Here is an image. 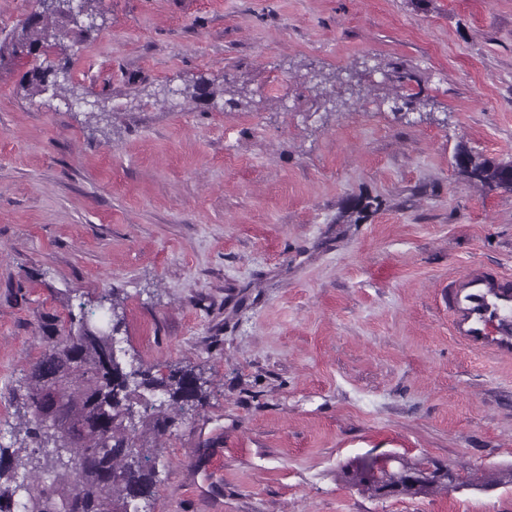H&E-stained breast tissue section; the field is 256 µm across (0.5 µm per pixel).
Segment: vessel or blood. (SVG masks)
I'll return each mask as SVG.
<instances>
[{
    "label": "vessel or blood",
    "mask_w": 512,
    "mask_h": 512,
    "mask_svg": "<svg viewBox=\"0 0 512 512\" xmlns=\"http://www.w3.org/2000/svg\"><path fill=\"white\" fill-rule=\"evenodd\" d=\"M452 334L471 349L512 359V278L470 266L448 283Z\"/></svg>",
    "instance_id": "1"
}]
</instances>
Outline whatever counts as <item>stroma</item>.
I'll return each mask as SVG.
<instances>
[{
  "mask_svg": "<svg viewBox=\"0 0 512 512\" xmlns=\"http://www.w3.org/2000/svg\"><path fill=\"white\" fill-rule=\"evenodd\" d=\"M80 24L0 68V446L109 295L124 363L204 393L143 437L142 512H512L482 486L512 465V359L458 343L443 299L470 265L512 275V194L455 168L512 160V0H104ZM37 66L60 91L28 97ZM387 455L472 484L341 481Z\"/></svg>",
  "mask_w": 512,
  "mask_h": 512,
  "instance_id": "obj_1",
  "label": "stroma"
}]
</instances>
